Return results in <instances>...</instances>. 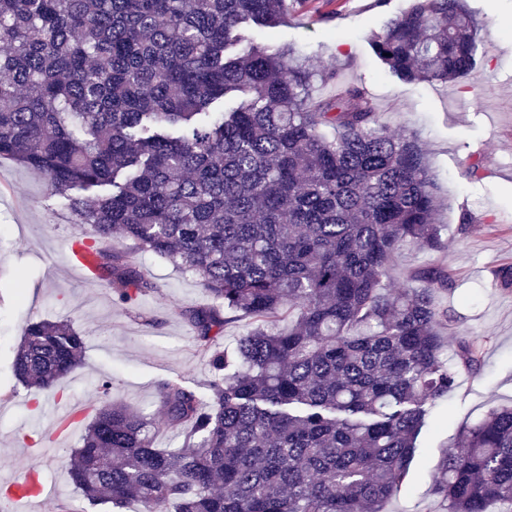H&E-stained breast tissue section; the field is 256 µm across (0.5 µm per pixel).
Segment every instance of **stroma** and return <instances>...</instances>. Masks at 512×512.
I'll use <instances>...</instances> for the list:
<instances>
[{
	"instance_id": "obj_1",
	"label": "stroma",
	"mask_w": 512,
	"mask_h": 512,
	"mask_svg": "<svg viewBox=\"0 0 512 512\" xmlns=\"http://www.w3.org/2000/svg\"><path fill=\"white\" fill-rule=\"evenodd\" d=\"M413 0H286L287 20L272 31L242 30L236 52L250 43L287 44L313 69L312 94L334 95L355 83L372 99L393 134L417 133L437 184L439 221L448 239L451 291L438 293L458 319V331L481 341L476 373H462L448 404L423 429L411 474L385 512H443L431 492L443 457L458 452V431L489 407L512 403V289L496 274L512 265V0H469L480 24L477 68L445 83H405L374 54L370 39L407 11ZM479 162L477 175L468 166ZM76 227L63 198L48 194L40 174L0 159V483L39 464L50 496L27 512H57L75 491L66 461L80 430L51 441L48 458L25 454L27 434H45L51 396L33 397L17 383L12 363L23 326L32 320H68L86 335L83 363L59 383L65 401L92 406L97 383L112 382V397L146 413L159 406L160 387L181 379L198 388L211 377L192 342L182 312L211 304L197 277L117 239L112 250L157 284L136 306L119 304L110 288L69 263Z\"/></svg>"
}]
</instances>
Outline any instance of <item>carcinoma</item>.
Here are the masks:
<instances>
[{
    "instance_id": "carcinoma-1",
    "label": "carcinoma",
    "mask_w": 512,
    "mask_h": 512,
    "mask_svg": "<svg viewBox=\"0 0 512 512\" xmlns=\"http://www.w3.org/2000/svg\"><path fill=\"white\" fill-rule=\"evenodd\" d=\"M283 21L284 0H0V158L66 200L120 303L153 286L100 249L115 238L194 274L217 303L184 311L211 379L161 384L172 447L101 383L67 459L92 506L384 512L429 414L482 363L463 337L444 356L448 265L390 292L399 250L448 249L419 137L388 132L354 83L315 99L288 45L231 53L240 27ZM478 29L465 0H414L372 46L400 80L446 83L474 71ZM226 313L253 320L232 357ZM85 353L71 322L31 321L13 375L52 392ZM459 440L432 486L445 512H512V407Z\"/></svg>"
}]
</instances>
